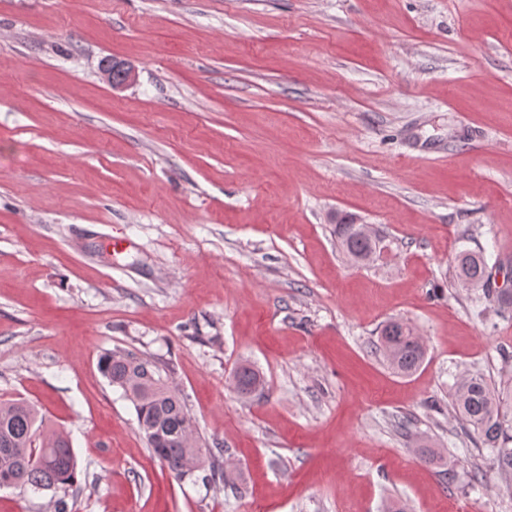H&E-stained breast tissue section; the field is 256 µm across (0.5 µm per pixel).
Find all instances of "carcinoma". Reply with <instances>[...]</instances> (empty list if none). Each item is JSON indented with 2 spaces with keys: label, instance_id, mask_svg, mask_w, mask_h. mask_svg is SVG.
I'll use <instances>...</instances> for the list:
<instances>
[{
  "label": "carcinoma",
  "instance_id": "cac0c4a2",
  "mask_svg": "<svg viewBox=\"0 0 512 512\" xmlns=\"http://www.w3.org/2000/svg\"><path fill=\"white\" fill-rule=\"evenodd\" d=\"M336 239L356 263H367L379 252L380 241L367 236L354 218L341 214L336 221ZM460 280L490 293L491 272L482 255L464 252L457 260ZM380 350L388 366L409 376L425 361L426 347L414 327L391 320L381 329ZM100 370L109 383L122 390L134 406L139 429L147 447L174 478L206 483L224 481L223 445L208 448L199 442L196 426L179 391L161 374L152 359L131 350L112 352L100 360ZM264 386L261 372L249 364L234 373V387L244 396ZM454 408L492 450L499 472L512 478V418L504 412L508 396L480 375L459 380L453 393ZM204 476H198V473ZM18 485L35 493L66 489L77 483V457L68 439L48 428L38 410L24 400H0V484Z\"/></svg>",
  "mask_w": 512,
  "mask_h": 512
}]
</instances>
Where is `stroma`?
<instances>
[{"label": "stroma", "instance_id": "stroma-1", "mask_svg": "<svg viewBox=\"0 0 512 512\" xmlns=\"http://www.w3.org/2000/svg\"><path fill=\"white\" fill-rule=\"evenodd\" d=\"M464 251L512 270V0H0V399L68 437L69 512H512L452 405L465 374L512 388V312ZM392 319L427 347L406 377ZM118 349L231 485L152 457L99 369ZM348 214L338 215L336 221V239L341 249L355 263L370 262L379 252L380 241L373 236L364 235L359 223ZM457 273L460 280L470 287H482L484 294H490L491 272L483 256L478 253H461L457 260ZM380 350L388 366L397 374L409 376L425 361L426 347L414 327L402 320H391L381 329ZM261 372L249 364L240 365L234 373V387L244 396L254 393L264 386Z\"/></svg>", "mask_w": 512, "mask_h": 512}]
</instances>
